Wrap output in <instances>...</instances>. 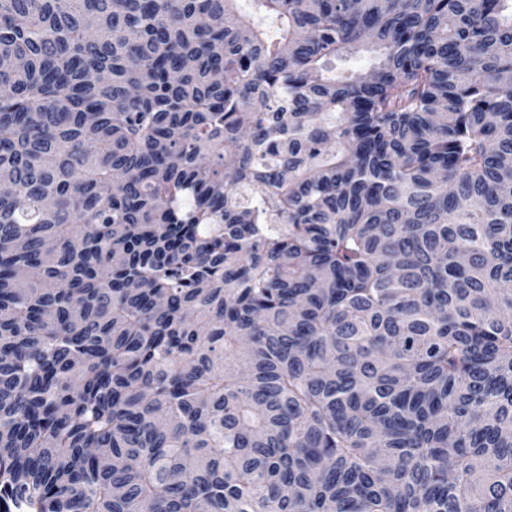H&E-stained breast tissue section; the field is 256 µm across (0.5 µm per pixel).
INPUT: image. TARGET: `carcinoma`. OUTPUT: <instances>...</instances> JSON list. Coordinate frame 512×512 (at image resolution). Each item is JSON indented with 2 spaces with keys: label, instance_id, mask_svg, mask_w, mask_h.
I'll use <instances>...</instances> for the list:
<instances>
[{
  "label": "carcinoma",
  "instance_id": "carcinoma-1",
  "mask_svg": "<svg viewBox=\"0 0 512 512\" xmlns=\"http://www.w3.org/2000/svg\"><path fill=\"white\" fill-rule=\"evenodd\" d=\"M253 3L0 0V512H512V0Z\"/></svg>",
  "mask_w": 512,
  "mask_h": 512
}]
</instances>
